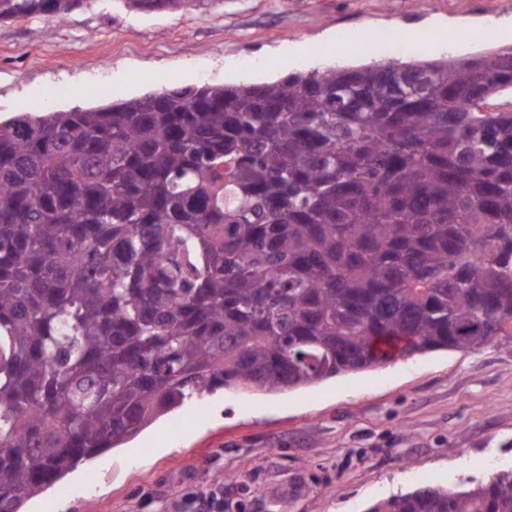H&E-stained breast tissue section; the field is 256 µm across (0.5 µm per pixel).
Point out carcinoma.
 Returning <instances> with one entry per match:
<instances>
[{
	"instance_id": "1",
	"label": "carcinoma",
	"mask_w": 512,
	"mask_h": 512,
	"mask_svg": "<svg viewBox=\"0 0 512 512\" xmlns=\"http://www.w3.org/2000/svg\"><path fill=\"white\" fill-rule=\"evenodd\" d=\"M507 87L512 51L400 56L1 122L0 512L206 392L512 338ZM367 512H512V468Z\"/></svg>"
}]
</instances>
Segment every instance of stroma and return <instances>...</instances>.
<instances>
[{
    "instance_id": "obj_1",
    "label": "stroma",
    "mask_w": 512,
    "mask_h": 512,
    "mask_svg": "<svg viewBox=\"0 0 512 512\" xmlns=\"http://www.w3.org/2000/svg\"><path fill=\"white\" fill-rule=\"evenodd\" d=\"M475 22L452 37L409 24ZM512 0H222L207 14L131 12L95 0L59 21L0 22V121L161 86L262 83L316 67L373 62L328 38L387 32L409 55L465 60L512 48ZM63 94L44 100L46 90ZM512 468V347L395 360L299 391L196 398L28 499L24 512H191L224 486L223 512H367L422 482L457 489Z\"/></svg>"
}]
</instances>
